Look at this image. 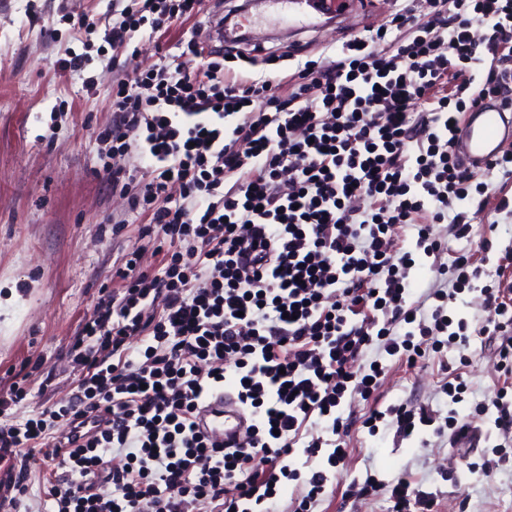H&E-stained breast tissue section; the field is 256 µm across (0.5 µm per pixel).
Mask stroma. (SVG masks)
Segmentation results:
<instances>
[{
  "label": "stroma",
  "mask_w": 512,
  "mask_h": 512,
  "mask_svg": "<svg viewBox=\"0 0 512 512\" xmlns=\"http://www.w3.org/2000/svg\"><path fill=\"white\" fill-rule=\"evenodd\" d=\"M114 0H0V378L31 371V393L16 407L17 419L65 399L74 371L70 344L100 297L114 287L112 270L139 246L138 228L148 216L129 209L104 179L98 133L114 119L111 108V50L103 35L112 26ZM395 0H371L347 16L321 18L318 25L289 34L302 59L331 56L350 33L382 25ZM86 14L94 33L76 32L71 19ZM96 52L82 71H61L67 50ZM94 89H87V78ZM471 240L447 239L444 260L469 253L482 264L483 282L495 278L496 260L512 246V214H496L480 198L466 206ZM121 225L113 233V225ZM492 249L482 253L481 241ZM448 312L469 325L466 354L432 353L410 367L383 357L380 407L425 405L447 417L472 418L477 402L490 398L497 383L496 359L479 330L486 314L476 293H462ZM466 367H459V357ZM461 369L468 384L462 402L449 406L441 387L448 370ZM53 387L40 391L44 373ZM370 403L345 408L350 457L326 489L314 512H387L386 492L346 498L352 481L374 475L388 484L397 478L436 493L440 512H512V463L490 474L470 471L467 451L450 447L447 434L418 427L407 439L394 430L370 433L363 425Z\"/></svg>",
  "instance_id": "obj_1"
}]
</instances>
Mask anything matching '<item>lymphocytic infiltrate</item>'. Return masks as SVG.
Returning <instances> with one entry per match:
<instances>
[{
	"mask_svg": "<svg viewBox=\"0 0 512 512\" xmlns=\"http://www.w3.org/2000/svg\"><path fill=\"white\" fill-rule=\"evenodd\" d=\"M125 2L106 35L116 52L203 10V0ZM429 6L423 22L409 5L391 12L321 63L264 49L255 76L227 67L256 57L217 41L216 14L178 60L132 75L116 65L103 169L115 194L148 213L138 233L159 265L135 251L116 266V288L72 344L82 373L63 405L9 424L27 380L0 389V512L23 507L36 449L52 512H274L287 481L302 486L290 512H312L348 456L342 405L380 388L381 369L353 363L374 346L410 366L429 350L467 348V323L448 303L481 270L466 253L440 261L433 228L471 239L463 206L477 194L512 213V197L489 195L455 151L464 112L488 98L512 110V0ZM290 60L291 73L278 70ZM132 154L147 182L127 170ZM407 236L413 248L397 250ZM420 254L435 284L415 301ZM511 268L507 247L496 287L481 291L502 378L475 407L486 428L447 421L451 444H490L487 472L512 457ZM228 381L250 418L231 445L198 429ZM435 420L428 407L392 404L365 424L389 422L405 439ZM311 421L326 428L307 441ZM299 451L318 466L295 469ZM383 490L388 512H437L436 496L403 477L385 486L370 476L351 494Z\"/></svg>",
	"mask_w": 512,
	"mask_h": 512,
	"instance_id": "obj_1",
	"label": "lymphocytic infiltrate"
}]
</instances>
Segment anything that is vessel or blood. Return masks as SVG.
<instances>
[{
    "label": "vessel or blood",
    "instance_id": "b4317fda",
    "mask_svg": "<svg viewBox=\"0 0 512 512\" xmlns=\"http://www.w3.org/2000/svg\"><path fill=\"white\" fill-rule=\"evenodd\" d=\"M281 22L314 24L322 17L349 11L359 0H262ZM512 141V123L496 105L487 103L477 112L469 113L460 133L459 151L466 165L486 167L502 146ZM204 425L207 430L230 438L243 430V416L231 397L211 401Z\"/></svg>",
    "mask_w": 512,
    "mask_h": 512
}]
</instances>
